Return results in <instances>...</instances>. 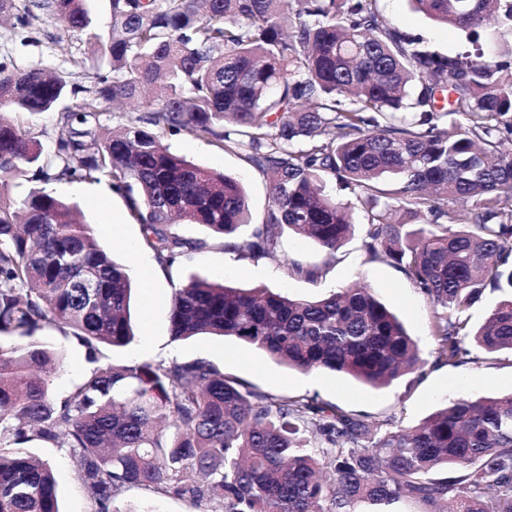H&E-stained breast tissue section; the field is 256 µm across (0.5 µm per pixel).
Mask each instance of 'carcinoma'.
Instances as JSON below:
<instances>
[{"mask_svg":"<svg viewBox=\"0 0 512 512\" xmlns=\"http://www.w3.org/2000/svg\"><path fill=\"white\" fill-rule=\"evenodd\" d=\"M378 0H109L112 37L91 31L84 0H0L28 33L44 16L102 47L88 85L0 64V110L54 111V148L0 121V191L33 178L107 179L164 268L206 242L171 231L180 219L236 238L247 225L241 183L174 153L187 133L268 180L271 204L242 260L275 254L284 230L334 253L353 234L327 178L359 189L371 260L388 259L434 308L436 360L512 352V0H411L495 53L442 55L390 28ZM138 104L119 132L103 107ZM393 178L397 188L380 187ZM468 224L439 223L448 200ZM430 216L428 225L415 223ZM432 229H427V226ZM129 269L90 225L43 189L0 202V512H60L52 465L32 442L70 449L89 512H122L139 487L224 512H512V392L451 400L423 422L382 434L336 405L249 388L206 360L99 365L100 346L133 339ZM488 288L504 299L477 330L465 313ZM56 326L86 349L89 370L64 397L60 357L37 333ZM175 341L231 338L301 371L384 388L421 368L417 345L373 289L316 299L193 278L175 290Z\"/></svg>","mask_w":512,"mask_h":512,"instance_id":"1","label":"carcinoma"}]
</instances>
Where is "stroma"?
Here are the masks:
<instances>
[{"instance_id":"obj_1","label":"stroma","mask_w":512,"mask_h":512,"mask_svg":"<svg viewBox=\"0 0 512 512\" xmlns=\"http://www.w3.org/2000/svg\"><path fill=\"white\" fill-rule=\"evenodd\" d=\"M378 8L391 27L423 38L441 54L452 55L469 46L464 31L434 23L413 10L408 0H379ZM36 36V44L26 45L22 42L21 30L7 25L0 27V62L44 68L70 85L89 84L97 72V61L95 47L88 42L86 34L67 30L63 23L44 18L36 24ZM76 57L81 58V65H73ZM76 102V97L71 96L54 112L31 116L10 110L6 116L29 130L31 137L47 151L59 131L62 112ZM166 142L177 155L201 167L232 175L242 183L248 197L249 224L242 228L239 237L248 239L253 226L262 223L270 205L263 174L251 167L238 151H226L183 133L167 137ZM47 189L74 207L85 223L100 230V243L109 248L114 259L128 265L131 275H138L144 266L157 271L151 290L139 287L132 293L134 340L124 347L101 346V364L203 359L256 390L278 396H314L335 404L344 412L363 416L381 433L395 426H414L447 400L478 399L512 392L510 352L482 355L474 349L465 363L451 366L437 362L430 331L432 305L397 265L368 260L362 247L367 223L365 212L357 204L355 195L340 189L336 181H329L328 189L336 199L352 203L355 230L334 256H327L315 243L287 231L280 239L275 256L243 261L237 251L225 247L223 240L209 236L204 227L179 224L175 227L177 233L204 239L207 245L168 269L158 267L149 250L142 248L131 256L122 248V241H139L140 226L130 219L125 198L112 191L108 181L58 180L48 183ZM294 263L303 266L305 271L318 268L319 274L314 278L307 277L305 272L296 274L290 269ZM193 278L223 279L244 288L265 286L303 299L324 296L353 282L363 283L373 288L399 315L418 344L424 364L419 371L403 376L388 387L373 389L347 376L287 367L231 339L201 336L173 340L170 332L172 296L176 288ZM40 336L61 357L53 391L56 396H65L88 368L85 349L76 339L56 329L43 330ZM27 449L52 462L61 512H88L68 449L39 442L28 444Z\"/></svg>"}]
</instances>
